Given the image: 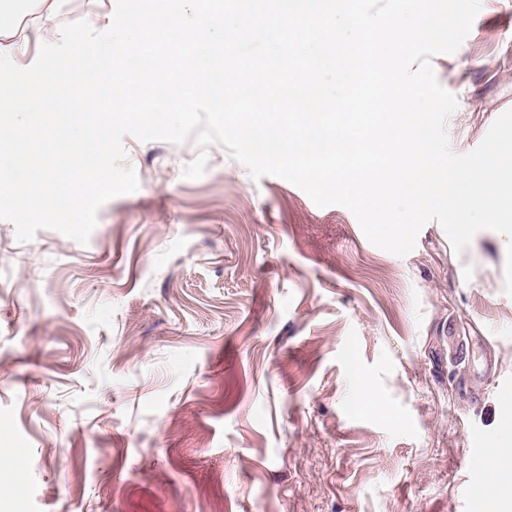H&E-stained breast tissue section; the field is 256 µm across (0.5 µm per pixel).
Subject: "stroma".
I'll list each match as a JSON object with an SVG mask.
<instances>
[{
  "instance_id": "1",
  "label": "stroma",
  "mask_w": 512,
  "mask_h": 512,
  "mask_svg": "<svg viewBox=\"0 0 512 512\" xmlns=\"http://www.w3.org/2000/svg\"><path fill=\"white\" fill-rule=\"evenodd\" d=\"M52 3L15 18L16 65L115 8ZM431 63L469 152L512 108V0ZM123 144L139 188L87 245L0 220V512H512V458L466 468L512 407L505 236L458 254L433 221L399 257L223 145L189 180L194 142ZM354 364L385 412L351 411ZM469 448L468 468L474 478H481L490 461L498 455L499 449L494 448L486 436L479 432L470 434Z\"/></svg>"
}]
</instances>
